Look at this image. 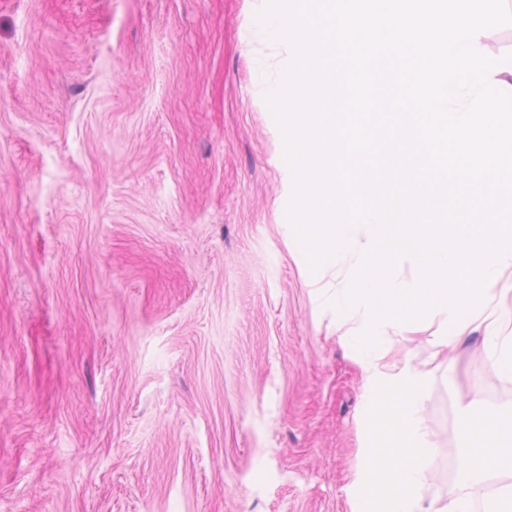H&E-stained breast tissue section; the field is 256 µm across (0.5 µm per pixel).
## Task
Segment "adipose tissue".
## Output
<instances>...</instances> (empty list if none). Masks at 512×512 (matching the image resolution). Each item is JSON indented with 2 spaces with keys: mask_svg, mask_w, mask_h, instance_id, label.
Instances as JSON below:
<instances>
[{
  "mask_svg": "<svg viewBox=\"0 0 512 512\" xmlns=\"http://www.w3.org/2000/svg\"><path fill=\"white\" fill-rule=\"evenodd\" d=\"M464 454L458 475L468 487L481 486L492 474L512 471V421L495 415L467 420L460 430Z\"/></svg>",
  "mask_w": 512,
  "mask_h": 512,
  "instance_id": "1",
  "label": "adipose tissue"
}]
</instances>
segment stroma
I'll use <instances>...</instances> for the list:
<instances>
[{
    "instance_id": "stroma-1",
    "label": "stroma",
    "mask_w": 512,
    "mask_h": 512,
    "mask_svg": "<svg viewBox=\"0 0 512 512\" xmlns=\"http://www.w3.org/2000/svg\"><path fill=\"white\" fill-rule=\"evenodd\" d=\"M265 3L0 0V512H363L356 323L287 216ZM487 410L512 378L472 336L427 382L425 499Z\"/></svg>"
}]
</instances>
